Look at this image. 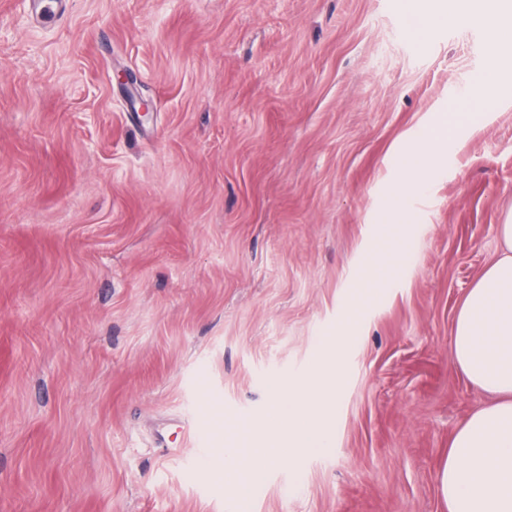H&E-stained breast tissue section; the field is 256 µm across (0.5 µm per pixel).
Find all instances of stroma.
<instances>
[{
    "mask_svg": "<svg viewBox=\"0 0 512 512\" xmlns=\"http://www.w3.org/2000/svg\"><path fill=\"white\" fill-rule=\"evenodd\" d=\"M485 38L419 36L400 0H0V512H445L483 401L450 340L512 210V69L482 92ZM400 220L331 447L226 486L225 428L312 371ZM446 138V129L442 131L433 128L428 131L426 136L419 142L411 154H409L411 157L415 158V161L404 166L406 173L405 179L395 188V194L398 198L404 197L425 180L433 154H435L441 140Z\"/></svg>",
    "mask_w": 512,
    "mask_h": 512,
    "instance_id": "stroma-1",
    "label": "stroma"
}]
</instances>
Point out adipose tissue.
<instances>
[{
  "label": "adipose tissue",
  "mask_w": 512,
  "mask_h": 512,
  "mask_svg": "<svg viewBox=\"0 0 512 512\" xmlns=\"http://www.w3.org/2000/svg\"><path fill=\"white\" fill-rule=\"evenodd\" d=\"M404 6L434 25L494 12L510 36L499 41L491 72L512 57V0H404ZM445 137L434 128L419 142L395 188L397 197L425 180ZM497 236L499 255L468 291L451 341L455 363L489 401L450 440L438 480L447 512H512V212L498 225Z\"/></svg>",
  "instance_id": "ef3b65f1"
}]
</instances>
